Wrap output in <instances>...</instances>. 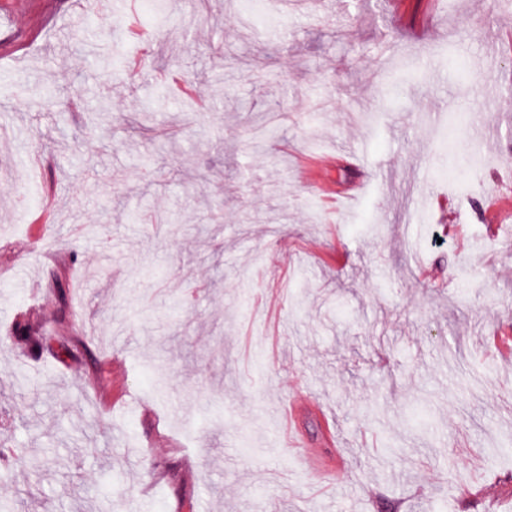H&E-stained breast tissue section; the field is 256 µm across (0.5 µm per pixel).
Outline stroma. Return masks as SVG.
<instances>
[{
    "label": "stroma",
    "instance_id": "35a3bbf8",
    "mask_svg": "<svg viewBox=\"0 0 512 512\" xmlns=\"http://www.w3.org/2000/svg\"><path fill=\"white\" fill-rule=\"evenodd\" d=\"M132 16L152 41L117 31ZM511 28L512 0H0V425L25 454L0 500L512 512V458L486 453L512 437V361L486 344L512 334ZM321 154L355 199L298 183ZM22 316L49 347L12 337ZM298 390L344 440L335 485L280 423Z\"/></svg>",
    "mask_w": 512,
    "mask_h": 512
}]
</instances>
